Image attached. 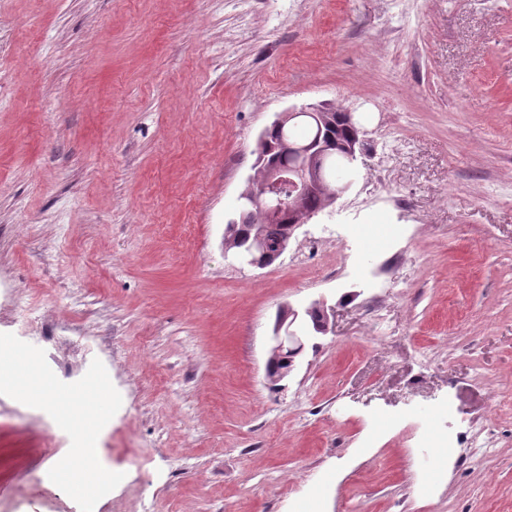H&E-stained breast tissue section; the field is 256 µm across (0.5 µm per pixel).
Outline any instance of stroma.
Wrapping results in <instances>:
<instances>
[{
    "label": "stroma",
    "instance_id": "stroma-1",
    "mask_svg": "<svg viewBox=\"0 0 512 512\" xmlns=\"http://www.w3.org/2000/svg\"><path fill=\"white\" fill-rule=\"evenodd\" d=\"M0 333L122 397L100 512H512V0H0ZM355 113L351 190L271 265L224 252L260 132ZM383 209L402 236L346 232ZM386 296L385 326L371 302ZM328 331L267 376L280 308ZM448 400L495 447L416 446ZM0 395V512H79Z\"/></svg>",
    "mask_w": 512,
    "mask_h": 512
}]
</instances>
